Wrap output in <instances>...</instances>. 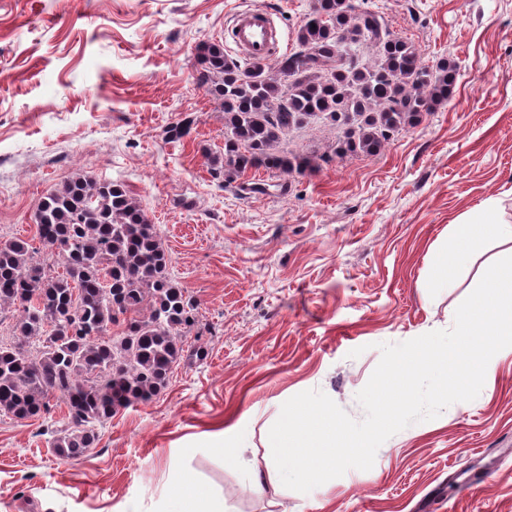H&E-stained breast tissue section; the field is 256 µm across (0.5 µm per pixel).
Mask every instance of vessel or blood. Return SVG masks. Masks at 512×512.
I'll return each instance as SVG.
<instances>
[{"label": "vessel or blood", "instance_id": "1", "mask_svg": "<svg viewBox=\"0 0 512 512\" xmlns=\"http://www.w3.org/2000/svg\"><path fill=\"white\" fill-rule=\"evenodd\" d=\"M238 52L253 62H268L281 51L284 38L267 10L238 11L226 29Z\"/></svg>", "mask_w": 512, "mask_h": 512}]
</instances>
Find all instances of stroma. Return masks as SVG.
<instances>
[{
    "mask_svg": "<svg viewBox=\"0 0 512 512\" xmlns=\"http://www.w3.org/2000/svg\"><path fill=\"white\" fill-rule=\"evenodd\" d=\"M353 2L422 65L454 58L451 100L378 156L335 155L334 133L314 127L285 146L319 167L225 180L208 161L224 152V111L197 82L196 47L219 41L237 58L224 31L252 7L294 39L311 0H0V236L35 241L39 201L70 177L121 182L199 301L202 332L166 388L105 422L81 461L51 446L61 397L46 417L0 416V512H160L182 471L223 493L226 512H512V352L475 400L391 436L370 470L304 494L269 463L289 398L318 389L362 420L380 344L453 326L496 248L430 295L449 225L491 200L512 223V0ZM186 119L190 135L169 138ZM243 181L258 191L241 194ZM256 470L261 496L247 490Z\"/></svg>",
    "mask_w": 512,
    "mask_h": 512,
    "instance_id": "35a3bbf8",
    "label": "stroma"
}]
</instances>
